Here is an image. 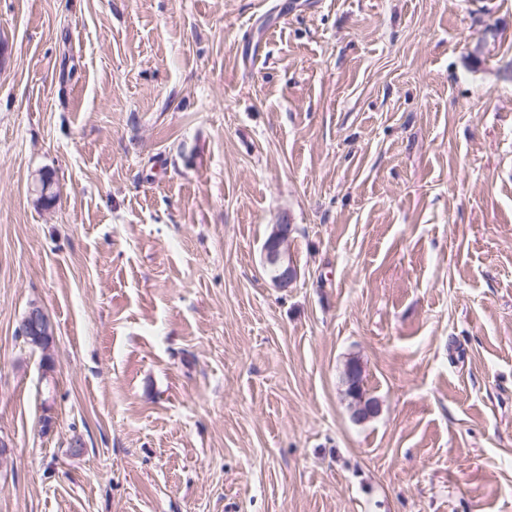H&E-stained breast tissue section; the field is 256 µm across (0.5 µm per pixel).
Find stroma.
Returning a JSON list of instances; mask_svg holds the SVG:
<instances>
[{"mask_svg":"<svg viewBox=\"0 0 512 512\" xmlns=\"http://www.w3.org/2000/svg\"><path fill=\"white\" fill-rule=\"evenodd\" d=\"M0 441V512H512V0H0ZM292 230L291 224H275L272 231V240L263 244V253L266 261L282 265L275 284L278 288L287 289L297 279L296 269L288 258V241ZM19 333L32 348L46 349L53 329L45 311L39 306H32L20 322Z\"/></svg>","mask_w":512,"mask_h":512,"instance_id":"obj_1","label":"stroma"}]
</instances>
